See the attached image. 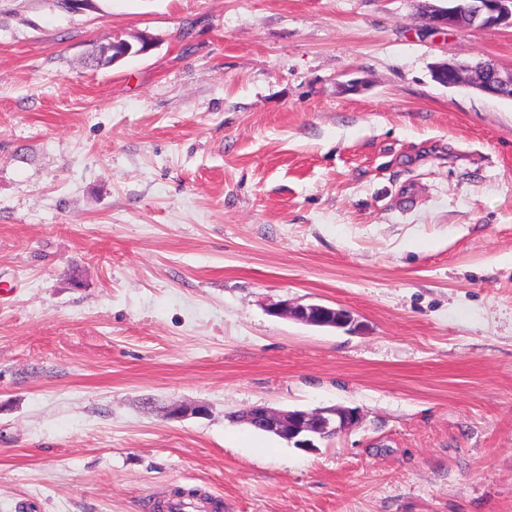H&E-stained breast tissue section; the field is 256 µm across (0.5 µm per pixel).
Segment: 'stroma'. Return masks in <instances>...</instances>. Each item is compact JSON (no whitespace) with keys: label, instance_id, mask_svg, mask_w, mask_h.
Wrapping results in <instances>:
<instances>
[{"label":"stroma","instance_id":"1","mask_svg":"<svg viewBox=\"0 0 512 512\" xmlns=\"http://www.w3.org/2000/svg\"><path fill=\"white\" fill-rule=\"evenodd\" d=\"M420 3L0 0V512H512V99L431 72L512 29ZM288 315L295 320L313 326L356 330L360 327L353 313L343 307H331L319 303H309L288 307ZM241 422L285 440L289 446L312 453L319 445L355 428L360 415L341 406L314 410H275L256 405L239 414Z\"/></svg>","mask_w":512,"mask_h":512}]
</instances>
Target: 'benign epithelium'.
I'll use <instances>...</instances> for the list:
<instances>
[{
    "label": "benign epithelium",
    "instance_id": "benign-epithelium-1",
    "mask_svg": "<svg viewBox=\"0 0 512 512\" xmlns=\"http://www.w3.org/2000/svg\"><path fill=\"white\" fill-rule=\"evenodd\" d=\"M427 27L443 30H484L512 28V0H448V6H430L420 16ZM151 49L143 41L134 47L126 40L110 43L109 53L116 62L131 53L143 54ZM435 81L456 87L468 84L474 89L496 96L512 91V68L492 60L439 62L434 65ZM295 320L313 326L347 329L359 328L353 313L343 307L319 303L297 305L288 309ZM360 415L353 409L334 406L314 410H275L256 405L241 413V422L285 440L289 446L312 453L319 445L355 428Z\"/></svg>",
    "mask_w": 512,
    "mask_h": 512
}]
</instances>
